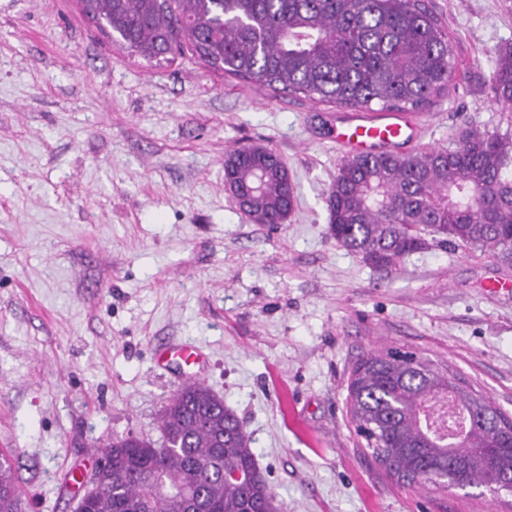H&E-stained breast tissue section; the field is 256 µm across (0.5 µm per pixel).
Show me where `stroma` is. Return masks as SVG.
<instances>
[{
    "instance_id": "obj_1",
    "label": "stroma",
    "mask_w": 512,
    "mask_h": 512,
    "mask_svg": "<svg viewBox=\"0 0 512 512\" xmlns=\"http://www.w3.org/2000/svg\"><path fill=\"white\" fill-rule=\"evenodd\" d=\"M456 75L413 149L512 131L490 101L512 0H431ZM352 108L260 89L184 56L113 46L77 0H0V449L24 512H74L90 448L137 433L186 383L223 397L283 512H512V496L419 490L370 456L347 384L400 347L512 417V267L437 242L388 271L340 247L325 199ZM274 149L296 185L284 224L224 190V157ZM195 346L201 364H157Z\"/></svg>"
}]
</instances>
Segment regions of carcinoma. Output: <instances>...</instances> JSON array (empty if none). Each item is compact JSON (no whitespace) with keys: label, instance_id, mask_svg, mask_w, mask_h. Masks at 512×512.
Segmentation results:
<instances>
[{"label":"carcinoma","instance_id":"cac0c4a2","mask_svg":"<svg viewBox=\"0 0 512 512\" xmlns=\"http://www.w3.org/2000/svg\"><path fill=\"white\" fill-rule=\"evenodd\" d=\"M113 43L146 61L188 50L209 67L276 93L377 112H423L456 72L448 27L429 0H79ZM491 98L512 107V47L498 53ZM241 211L280 224L296 188L279 154L236 149L224 158ZM337 244L388 268L428 238L512 265V137L469 129L454 149L380 152L344 160L327 197ZM388 348L364 356L348 381L358 434L398 480L421 489L512 486V419L455 374ZM452 394L472 416L460 451L427 432L426 403ZM159 439L105 444L87 512H280L236 415L202 382L163 408ZM0 512H20L11 456L0 453Z\"/></svg>","mask_w":512,"mask_h":512}]
</instances>
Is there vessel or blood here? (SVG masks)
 Instances as JSON below:
<instances>
[{
	"label": "vessel or blood",
	"mask_w": 512,
	"mask_h": 512,
	"mask_svg": "<svg viewBox=\"0 0 512 512\" xmlns=\"http://www.w3.org/2000/svg\"><path fill=\"white\" fill-rule=\"evenodd\" d=\"M412 135L413 124L407 115L389 112L341 122L333 129L331 138L340 150L362 154L403 147Z\"/></svg>",
	"instance_id": "b4317fda"
}]
</instances>
